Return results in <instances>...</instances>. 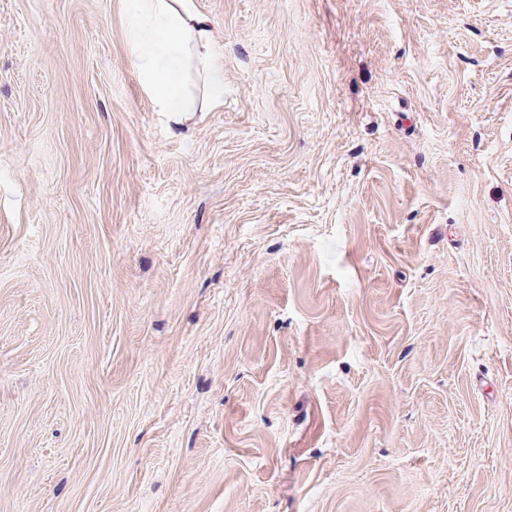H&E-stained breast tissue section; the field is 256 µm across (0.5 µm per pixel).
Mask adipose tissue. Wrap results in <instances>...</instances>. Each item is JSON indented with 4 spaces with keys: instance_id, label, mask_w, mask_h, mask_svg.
Returning a JSON list of instances; mask_svg holds the SVG:
<instances>
[{
    "instance_id": "1",
    "label": "adipose tissue",
    "mask_w": 512,
    "mask_h": 512,
    "mask_svg": "<svg viewBox=\"0 0 512 512\" xmlns=\"http://www.w3.org/2000/svg\"><path fill=\"white\" fill-rule=\"evenodd\" d=\"M132 63L156 111L179 118L195 111L188 76L200 71L207 101L224 96L223 53L215 42L209 16L193 0H130Z\"/></svg>"
}]
</instances>
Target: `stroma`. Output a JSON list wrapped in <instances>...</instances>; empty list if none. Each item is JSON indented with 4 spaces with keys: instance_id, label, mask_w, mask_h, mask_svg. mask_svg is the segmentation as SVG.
Returning a JSON list of instances; mask_svg holds the SVG:
<instances>
[{
    "instance_id": "1",
    "label": "stroma",
    "mask_w": 512,
    "mask_h": 512,
    "mask_svg": "<svg viewBox=\"0 0 512 512\" xmlns=\"http://www.w3.org/2000/svg\"><path fill=\"white\" fill-rule=\"evenodd\" d=\"M0 0V512H512V0ZM132 63L151 96L155 111L177 119L196 110L188 76L203 74L207 102L224 96V62L209 16L193 0H130Z\"/></svg>"
}]
</instances>
